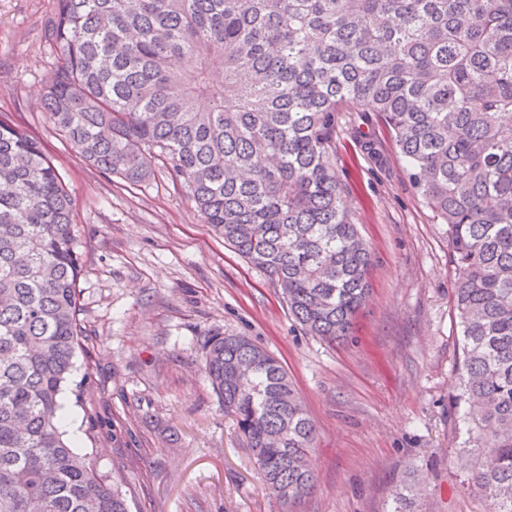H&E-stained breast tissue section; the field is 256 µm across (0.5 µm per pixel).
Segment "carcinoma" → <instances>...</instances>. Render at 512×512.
Here are the masks:
<instances>
[{
  "mask_svg": "<svg viewBox=\"0 0 512 512\" xmlns=\"http://www.w3.org/2000/svg\"><path fill=\"white\" fill-rule=\"evenodd\" d=\"M55 4L40 102L54 131L131 185L160 165L327 342L350 337L372 262L341 199L338 113L376 114L448 226L453 400L477 430L458 462L489 512H512V0ZM74 226L41 140L0 111V512H129L58 427L82 336ZM204 351L267 489L301 500L316 428L288 371L246 336Z\"/></svg>",
  "mask_w": 512,
  "mask_h": 512,
  "instance_id": "carcinoma-1",
  "label": "carcinoma"
}]
</instances>
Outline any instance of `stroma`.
Returning a JSON list of instances; mask_svg holds the SVG:
<instances>
[{
	"instance_id": "1",
	"label": "stroma",
	"mask_w": 512,
	"mask_h": 512,
	"mask_svg": "<svg viewBox=\"0 0 512 512\" xmlns=\"http://www.w3.org/2000/svg\"><path fill=\"white\" fill-rule=\"evenodd\" d=\"M54 0H0V110L39 137L74 200L81 351L59 398L85 455L130 512H488L457 453L461 353L445 225L370 112H342V200L373 254L351 338L328 343L281 290L225 248L163 172L143 186L88 166L40 110L57 56L42 43ZM375 142L379 160L362 150ZM274 353L317 432L310 493L286 509L204 374L213 333Z\"/></svg>"
}]
</instances>
